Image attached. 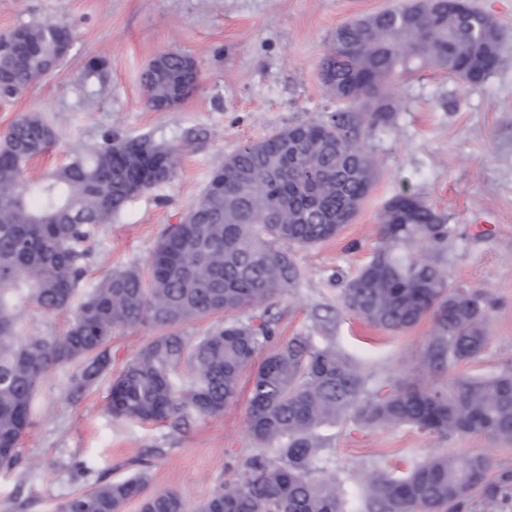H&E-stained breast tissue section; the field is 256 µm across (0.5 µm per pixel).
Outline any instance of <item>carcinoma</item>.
Returning a JSON list of instances; mask_svg holds the SVG:
<instances>
[{"mask_svg": "<svg viewBox=\"0 0 512 512\" xmlns=\"http://www.w3.org/2000/svg\"><path fill=\"white\" fill-rule=\"evenodd\" d=\"M512 34L468 0H405L336 28L321 62L325 86L342 102L327 120L290 126L250 142L211 173L202 199L168 225L149 259L112 273L85 294L59 334L26 336L19 312L69 309L85 274L97 228L132 197L169 181L175 147L148 137H107L36 182L29 162L53 143L39 116L15 120L0 139V469L21 465L45 376L68 364V400L77 402L112 373V338L138 326L160 330L111 380L113 417L176 428L213 417L239 396L251 370L249 427L262 452L217 486L198 512H350L349 492L326 473L317 430L351 414L371 429L407 425L448 436L475 434L512 445V371L456 379L452 391L406 382L385 393L339 350L310 336L280 342L273 299L298 273L293 247L336 237L369 193L374 163L362 134L397 111L389 86L426 69L477 85L498 70ZM63 26L32 24L0 34V91L11 98L57 69L71 48ZM156 111L180 105L199 87L195 61L158 55L142 75ZM451 227L424 200L392 198L380 215L379 241L344 289L345 307L370 325L405 332L426 317L435 332L418 354L439 374L479 358L487 345L490 302L455 285L438 261L409 250L439 248ZM264 306L257 319L238 313ZM222 313L224 323L191 339L182 323ZM190 374L176 377L179 366ZM483 453L434 454L405 470L374 467L362 475L363 512H477L512 493V470L489 476ZM146 473L98 480L64 499L56 512H187L173 492L150 493Z\"/></svg>", "mask_w": 512, "mask_h": 512, "instance_id": "1", "label": "carcinoma"}]
</instances>
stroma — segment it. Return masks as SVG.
<instances>
[{"mask_svg": "<svg viewBox=\"0 0 512 512\" xmlns=\"http://www.w3.org/2000/svg\"><path fill=\"white\" fill-rule=\"evenodd\" d=\"M398 0H0V34L51 22L72 45L55 72L11 100H0V136L20 116L39 115L55 131L35 159L31 179L99 144L105 135L151 137L179 147L174 176L130 199L97 232L85 260L84 290L113 272L144 268L163 229L197 203L212 170L246 142L290 125L327 119L337 106L321 79V60L336 27ZM181 52L197 64L198 90L165 112L146 104L142 74L160 53ZM504 65L467 85L426 70L392 87L391 121L365 134L375 182L350 224L334 239L296 247L299 276L275 299L281 339L307 334L331 343L366 370L369 390L400 381L450 386L459 376L512 370V42ZM100 60L87 74L89 60ZM416 195L451 227L433 251L451 281L485 292L491 303L487 347L478 360L433 376L417 360L434 334L433 319L389 333L343 303L347 282L368 261L379 216L401 193ZM73 367L53 370L32 406L21 442L22 466L0 470V512H54L97 478L119 480L141 462L150 488L177 492L188 507L231 480L255 451L248 429V390L218 417L188 426L141 425L113 418L109 380L77 403L66 393ZM325 465L360 508L359 477L373 465L408 466L434 454L478 451L494 470L512 469V446L478 435L439 437L407 426L370 430L353 417L320 430Z\"/></svg>", "mask_w": 512, "mask_h": 512, "instance_id": "35a3bbf8", "label": "stroma"}]
</instances>
